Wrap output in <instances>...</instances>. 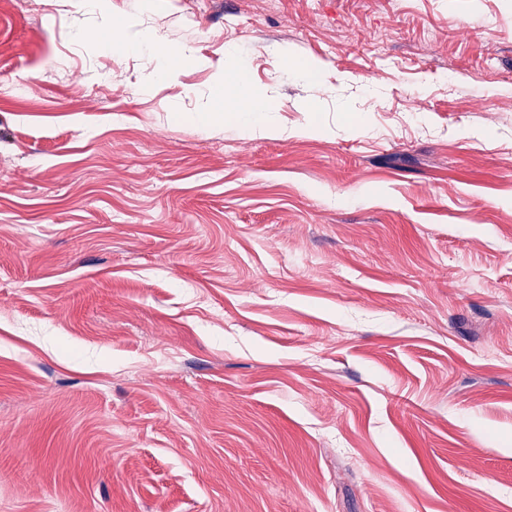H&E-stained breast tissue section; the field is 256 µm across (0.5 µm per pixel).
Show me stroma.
Here are the masks:
<instances>
[{"instance_id":"35a3bbf8","label":"stroma","mask_w":512,"mask_h":512,"mask_svg":"<svg viewBox=\"0 0 512 512\" xmlns=\"http://www.w3.org/2000/svg\"><path fill=\"white\" fill-rule=\"evenodd\" d=\"M0 512H512V0H0ZM108 45L112 48L123 49L125 51L139 52H156L171 58L175 64L169 68L159 72L156 75L158 80H172L176 77L178 68L189 59V52L186 47H171L163 45L149 32L139 34L135 38H129L124 30L111 31ZM224 84L233 90L229 108L240 119L244 131L252 136L288 137V129L277 126L270 118L271 112L265 100L260 96L248 79L246 70L242 65L228 68L224 71ZM238 99H245L248 109L237 111L234 103Z\"/></svg>"}]
</instances>
